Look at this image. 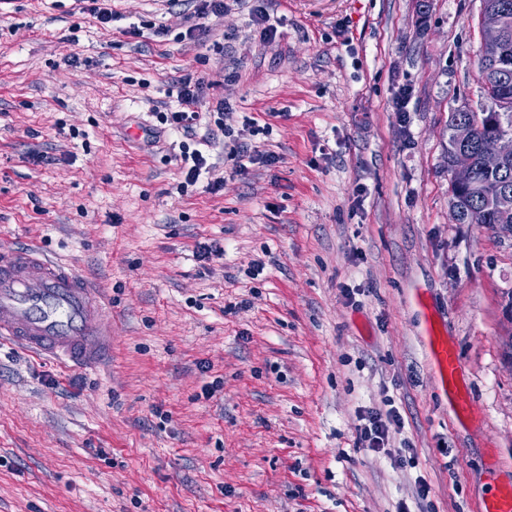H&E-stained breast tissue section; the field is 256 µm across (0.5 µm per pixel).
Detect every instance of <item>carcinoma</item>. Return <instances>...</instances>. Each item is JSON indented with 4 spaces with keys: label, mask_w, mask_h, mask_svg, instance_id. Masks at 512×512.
Returning <instances> with one entry per match:
<instances>
[{
    "label": "carcinoma",
    "mask_w": 512,
    "mask_h": 512,
    "mask_svg": "<svg viewBox=\"0 0 512 512\" xmlns=\"http://www.w3.org/2000/svg\"><path fill=\"white\" fill-rule=\"evenodd\" d=\"M497 9L505 20L506 34L502 43L494 49L480 48L478 54V74L485 92L496 101L495 128L512 134V0H486ZM490 142L488 129L477 127L473 141L465 148L473 160L479 162L481 153ZM512 190V162L498 173L475 171V186L452 189V195L458 199L463 210L466 224H478L490 231L496 225L504 223L497 208V199L502 189Z\"/></svg>",
    "instance_id": "1"
}]
</instances>
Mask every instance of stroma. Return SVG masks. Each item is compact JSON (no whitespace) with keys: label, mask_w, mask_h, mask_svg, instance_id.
I'll use <instances>...</instances> for the list:
<instances>
[{"label":"stroma","mask_w":512,"mask_h":512,"mask_svg":"<svg viewBox=\"0 0 512 512\" xmlns=\"http://www.w3.org/2000/svg\"><path fill=\"white\" fill-rule=\"evenodd\" d=\"M256 6L190 41L188 4L112 0L106 30L0 0V245L73 266L112 323L96 371L0 344V512H477L512 483V241L448 209V116L491 106L481 0H268L270 43ZM186 76L274 162L236 173L219 139L223 190H181L179 136L144 129ZM390 409V455L364 450ZM431 354L449 398L456 402L458 410H465L466 397L458 384L459 360L456 351L439 336L432 343ZM361 419L366 421L361 428L359 438L360 442L364 445L363 448L375 454H389V449L387 448L389 432L392 427L394 429L403 427L401 416L391 412L383 418L381 413L369 411Z\"/></svg>","instance_id":"stroma-1"}]
</instances>
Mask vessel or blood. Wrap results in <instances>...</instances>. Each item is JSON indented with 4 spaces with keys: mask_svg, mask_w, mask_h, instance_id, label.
<instances>
[{
    "mask_svg": "<svg viewBox=\"0 0 512 512\" xmlns=\"http://www.w3.org/2000/svg\"><path fill=\"white\" fill-rule=\"evenodd\" d=\"M30 351L95 368L112 352V324L103 317V299L69 265L42 256L35 246L0 248V339ZM432 358L458 410L466 397L458 384L459 360L443 338ZM480 512H512V484L496 487Z\"/></svg>",
    "mask_w": 512,
    "mask_h": 512,
    "instance_id": "1",
    "label": "vessel or blood"
}]
</instances>
